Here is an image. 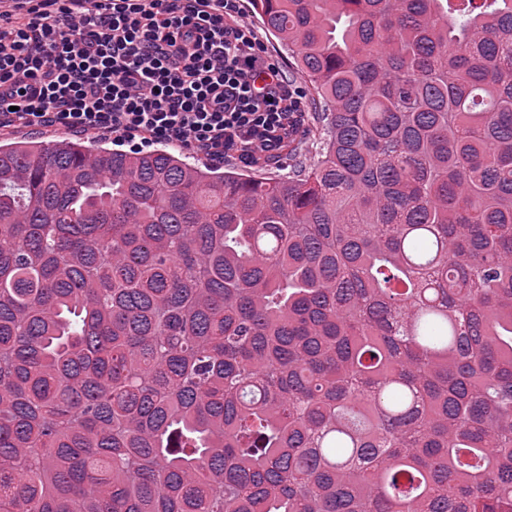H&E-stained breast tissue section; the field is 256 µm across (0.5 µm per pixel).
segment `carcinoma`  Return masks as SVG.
<instances>
[{
    "mask_svg": "<svg viewBox=\"0 0 512 512\" xmlns=\"http://www.w3.org/2000/svg\"><path fill=\"white\" fill-rule=\"evenodd\" d=\"M288 176L0 137V512H512V0H252Z\"/></svg>",
    "mask_w": 512,
    "mask_h": 512,
    "instance_id": "1",
    "label": "carcinoma"
}]
</instances>
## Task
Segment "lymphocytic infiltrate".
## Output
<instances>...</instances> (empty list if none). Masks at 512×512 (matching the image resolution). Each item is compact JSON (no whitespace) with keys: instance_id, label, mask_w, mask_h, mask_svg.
Wrapping results in <instances>:
<instances>
[{"instance_id":"lymphocytic-infiltrate-1","label":"lymphocytic infiltrate","mask_w":512,"mask_h":512,"mask_svg":"<svg viewBox=\"0 0 512 512\" xmlns=\"http://www.w3.org/2000/svg\"><path fill=\"white\" fill-rule=\"evenodd\" d=\"M305 94L241 0H0V129L277 157Z\"/></svg>"}]
</instances>
